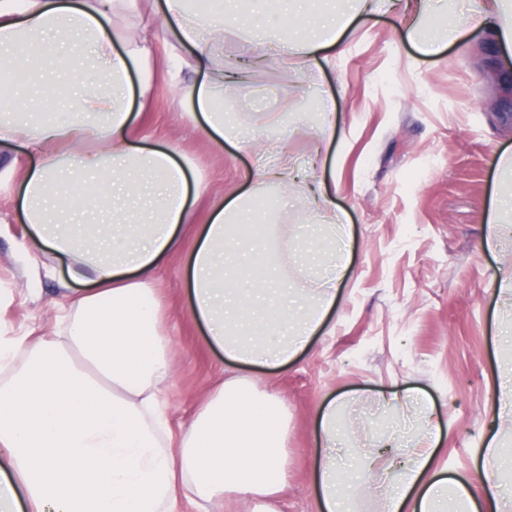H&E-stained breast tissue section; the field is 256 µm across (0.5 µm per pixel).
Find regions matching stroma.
<instances>
[{
	"label": "stroma",
	"mask_w": 512,
	"mask_h": 512,
	"mask_svg": "<svg viewBox=\"0 0 512 512\" xmlns=\"http://www.w3.org/2000/svg\"><path fill=\"white\" fill-rule=\"evenodd\" d=\"M418 2L409 0L404 12L384 6L359 16L336 52L286 65L268 57L252 80L224 90L225 110L247 120L335 100L327 165L351 239L348 270L301 356L277 374L240 368L288 410L283 512H318L320 406L344 402L338 455L367 453L370 429L386 411L380 394L395 385L417 387L437 408L443 431L434 468L475 472L498 372L512 363L495 341L512 328V305L498 298L494 280L498 270L512 269V232H502L494 248L485 245L498 198L512 195V117L499 108L512 86L499 85L486 62L494 55L511 64L512 47L493 43L479 27L424 55L408 36ZM175 39L172 31L159 33L151 96L132 98L130 108L134 142L172 147L206 184L156 274L172 360L161 394L176 434L235 367L195 320L185 283L203 225L215 206L250 187L255 158L231 145L217 149L194 128L191 106L167 73L164 45ZM64 277L61 259L35 250L18 198L1 199L0 328L35 336L49 330Z\"/></svg>",
	"instance_id": "1"
}]
</instances>
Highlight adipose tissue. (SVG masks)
Instances as JSON below:
<instances>
[{
  "instance_id": "ef3b65f1",
  "label": "adipose tissue",
  "mask_w": 512,
  "mask_h": 512,
  "mask_svg": "<svg viewBox=\"0 0 512 512\" xmlns=\"http://www.w3.org/2000/svg\"><path fill=\"white\" fill-rule=\"evenodd\" d=\"M230 0L218 15L197 0H0V74L14 83L0 105V146L23 143L37 158L0 167V191L18 186L35 238L68 257L69 287L55 301L52 330L31 337L0 332V447L9 477L0 479V512L26 499L31 512H173L185 498L205 508L234 497L249 512H281L288 483V414L275 396L232 376L172 437L160 384L170 377L162 302L153 274L178 243L188 218L192 168L174 149L132 142L131 92L153 88L157 30L190 44L180 58L191 79L182 99L196 103L202 132L261 157L262 185L285 189L296 166L283 149L288 115L243 123L225 111L224 34L256 39L262 51L308 56L336 50L362 5L314 15L305 0H255L241 12ZM73 90L57 118L54 90ZM83 209H107V229L78 223L67 188ZM268 204L244 192L222 205L189 256L191 310L225 357L278 372L305 351L336 299L344 268L335 225H298L292 243L272 245L262 219ZM251 261L249 287L230 269ZM300 262L312 287L295 296L272 268ZM406 421L372 438L375 453L342 462L336 453L338 401L320 410L314 493L320 512H349L359 483L384 498V512H443L456 494L464 512H512L501 482L499 439L487 442L476 477L426 472L442 428L417 388L390 393Z\"/></svg>"
}]
</instances>
